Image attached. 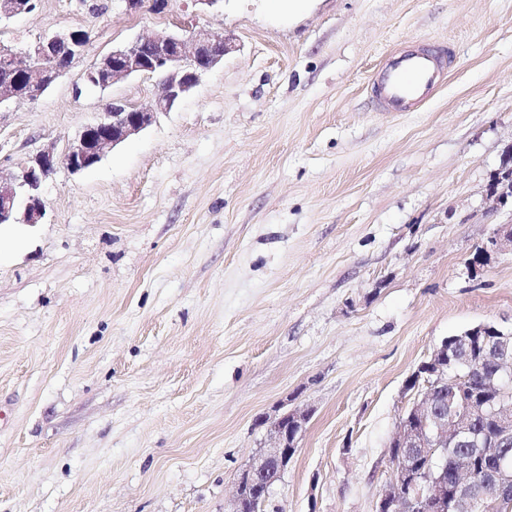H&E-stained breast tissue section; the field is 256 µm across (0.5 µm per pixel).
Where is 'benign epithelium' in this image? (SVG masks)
<instances>
[{
	"mask_svg": "<svg viewBox=\"0 0 512 512\" xmlns=\"http://www.w3.org/2000/svg\"><path fill=\"white\" fill-rule=\"evenodd\" d=\"M35 2L0 0V23L31 13ZM64 45L75 59L85 48V38L74 30L56 32L22 52L0 40V58L11 62L14 74L27 82V100L35 102L46 92L47 72ZM226 50L224 38L199 28L187 34L162 30L141 35L102 56L85 73L86 83L105 89L132 75L159 74L162 80L153 105L138 108L114 101L62 155L46 148L29 157L18 173L0 175V224L39 223L46 213L41 186L59 165L77 174L97 164L115 146L150 126L158 113L170 111L224 58ZM506 251L512 253L511 224L493 231L469 264L475 267ZM480 338L485 356L496 367L488 384L495 397L488 401L465 391L467 362L457 356L458 350ZM453 341L450 346L443 340L406 380L405 391L414 400L399 416L390 443L395 449L390 455L393 477L373 512H405V505L415 503L419 512H490L512 496V463L507 457L512 448V417L503 409L512 386V328L480 324ZM310 418L306 409L263 421L273 446L260 449L241 470L228 512H266ZM455 448L497 449L499 465L482 478L474 472L450 477L448 462L458 463Z\"/></svg>",
	"mask_w": 512,
	"mask_h": 512,
	"instance_id": "1",
	"label": "benign epithelium"
}]
</instances>
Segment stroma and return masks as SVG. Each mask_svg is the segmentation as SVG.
Returning <instances> with one entry per match:
<instances>
[{
  "label": "stroma",
  "mask_w": 512,
  "mask_h": 512,
  "mask_svg": "<svg viewBox=\"0 0 512 512\" xmlns=\"http://www.w3.org/2000/svg\"><path fill=\"white\" fill-rule=\"evenodd\" d=\"M231 44L171 111L80 173L46 215L0 228V512H228L268 447L264 417L313 414L279 512H373L403 386L444 338L512 325V254L468 265L512 202V0H39L0 25L25 47L83 29L82 56L0 114V171L63 152L112 99L88 90L112 47L174 23ZM452 47L416 112L367 90L392 49Z\"/></svg>",
  "instance_id": "35a3bbf8"
}]
</instances>
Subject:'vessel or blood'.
<instances>
[{
    "label": "vessel or blood",
    "mask_w": 512,
    "mask_h": 512,
    "mask_svg": "<svg viewBox=\"0 0 512 512\" xmlns=\"http://www.w3.org/2000/svg\"><path fill=\"white\" fill-rule=\"evenodd\" d=\"M444 80L434 50L417 48L393 52L373 79L381 105L391 112H411L426 104Z\"/></svg>",
    "instance_id": "obj_1"
}]
</instances>
